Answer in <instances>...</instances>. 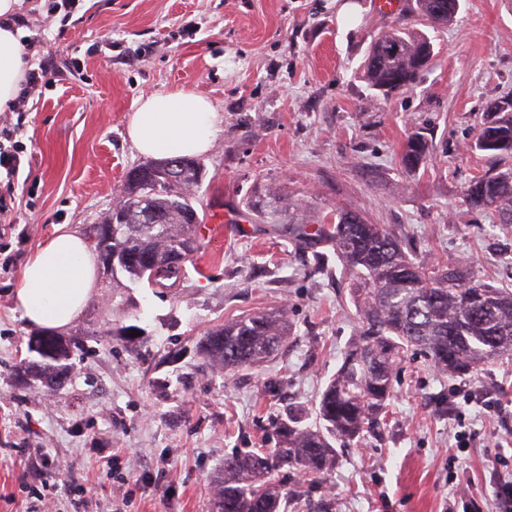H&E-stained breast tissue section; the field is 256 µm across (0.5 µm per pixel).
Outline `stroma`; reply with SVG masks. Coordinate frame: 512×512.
I'll list each match as a JSON object with an SVG mask.
<instances>
[{"label": "stroma", "mask_w": 512, "mask_h": 512, "mask_svg": "<svg viewBox=\"0 0 512 512\" xmlns=\"http://www.w3.org/2000/svg\"><path fill=\"white\" fill-rule=\"evenodd\" d=\"M380 2L83 0L77 19L48 28L43 51L69 46L84 68L30 99L22 141L32 176L14 191L15 232L0 233V252L15 257L0 274V512H28L43 496L60 512H213L226 454L276 447L290 412L314 424L354 335V307L336 267L313 271L248 201L277 202L296 222L355 210L430 260L512 289V224L463 201L489 168L469 145L489 105L512 96V0H460L444 25L418 18L415 0L386 11ZM400 23L433 42L437 61L384 97L360 64L373 36ZM107 36L111 51L88 54ZM174 87L206 96L222 117L199 158L193 270L164 293L98 274L61 332L74 344L67 382L51 390L26 379L20 363L38 330L14 312L13 294L27 257L55 225L85 234L100 223L144 161L126 136L134 103ZM423 129L431 156L406 172L402 146ZM278 307L294 332L274 356L208 368L199 348L208 329ZM130 325L141 330L132 345L116 333ZM393 387L380 429L336 441V467L320 485L289 468L276 480L301 492L304 512H499L498 485L512 480V359L443 376L411 349ZM440 392L444 416L432 403ZM460 430L473 433L470 447H457Z\"/></svg>", "instance_id": "1"}]
</instances>
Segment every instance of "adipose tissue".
Returning <instances> with one entry per match:
<instances>
[{"instance_id": "ef3b65f1", "label": "adipose tissue", "mask_w": 512, "mask_h": 512, "mask_svg": "<svg viewBox=\"0 0 512 512\" xmlns=\"http://www.w3.org/2000/svg\"><path fill=\"white\" fill-rule=\"evenodd\" d=\"M17 44V33L0 27V109L14 99L24 74L25 60ZM219 121L209 99L175 88L139 97L126 132L145 157L202 155ZM96 275L95 255L87 240L69 225H57L25 262L14 292L15 309L30 326L65 328L82 312Z\"/></svg>"}]
</instances>
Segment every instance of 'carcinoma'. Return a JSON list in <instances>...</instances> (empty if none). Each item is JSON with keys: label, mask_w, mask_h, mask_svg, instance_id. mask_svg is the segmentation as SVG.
<instances>
[{"label": "carcinoma", "mask_w": 512, "mask_h": 512, "mask_svg": "<svg viewBox=\"0 0 512 512\" xmlns=\"http://www.w3.org/2000/svg\"><path fill=\"white\" fill-rule=\"evenodd\" d=\"M417 12L433 24L452 20L459 0H415ZM432 42L406 27L377 34L363 61V78L372 90L397 91L411 86L432 65ZM492 119L478 133L473 149L492 160L484 175L470 181L464 202L471 209L497 215L512 224V99L493 103ZM432 139L422 132L408 137L401 152L404 169L414 173L431 153ZM202 168L176 182L148 185L134 171L126 175L123 195L104 219L112 236L95 244L115 258L112 282L123 275L133 284L172 289L185 278L187 263L201 248L202 220L193 189ZM151 208L163 224L143 223ZM256 211L270 230L299 251L311 254L321 269L327 253L348 277L356 330L336 375L321 393L312 428L289 416L279 423V447L270 452L238 450L224 457V475L213 492L215 512L288 510L291 492L273 477L283 466L311 483L336 467L334 442L368 432L393 396V368L412 347L423 350L445 374L471 372L503 357L512 358V290L475 278L462 265H443L418 255L382 224H370L350 211L316 217L311 222L283 218L278 206ZM291 323L285 308L248 314L207 331L201 341L211 367L220 371L254 366L288 342ZM35 350L41 357L26 369L48 386L69 372L68 346L48 334Z\"/></svg>", "instance_id": "cac0c4a2"}]
</instances>
